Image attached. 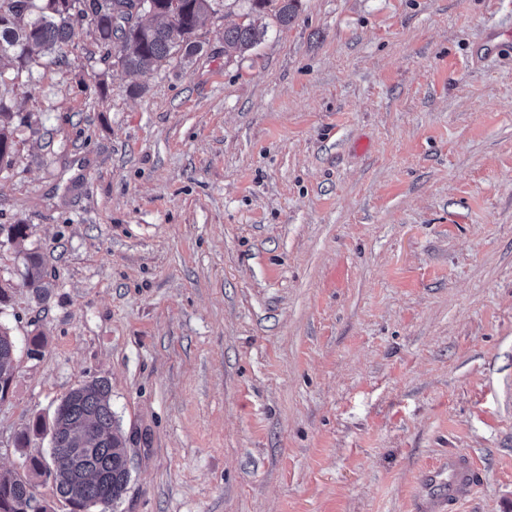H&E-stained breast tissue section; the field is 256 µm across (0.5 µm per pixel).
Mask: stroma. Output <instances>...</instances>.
Listing matches in <instances>:
<instances>
[{"label": "stroma", "mask_w": 512, "mask_h": 512, "mask_svg": "<svg viewBox=\"0 0 512 512\" xmlns=\"http://www.w3.org/2000/svg\"><path fill=\"white\" fill-rule=\"evenodd\" d=\"M245 12L134 74L84 28L0 90L28 118L0 171V224L28 227L0 242V472L104 378L112 512H413L452 453L481 477L450 512H512V53L471 58L512 0H299L225 57ZM44 271L42 257L36 252H29L26 255L25 271L23 273V284L32 288L42 300L46 299V289L43 284ZM16 343L7 328H0V398L8 393L15 371Z\"/></svg>", "instance_id": "1"}]
</instances>
